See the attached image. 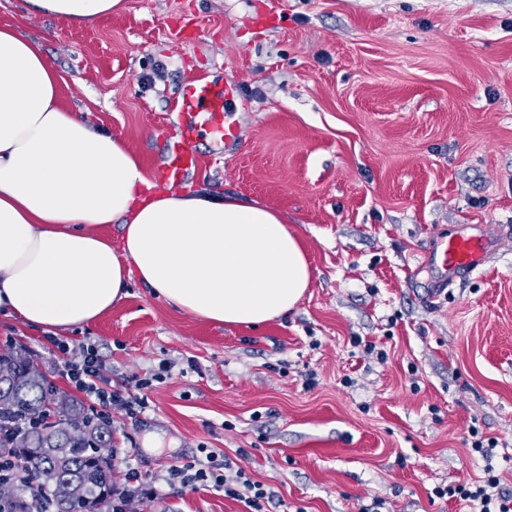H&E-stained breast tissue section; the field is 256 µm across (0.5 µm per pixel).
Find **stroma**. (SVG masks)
<instances>
[{
  "label": "stroma",
  "mask_w": 512,
  "mask_h": 512,
  "mask_svg": "<svg viewBox=\"0 0 512 512\" xmlns=\"http://www.w3.org/2000/svg\"><path fill=\"white\" fill-rule=\"evenodd\" d=\"M39 40L70 106L153 174L189 79L240 88L241 136L196 146L187 180L288 219L313 269L301 302L251 329L130 295L68 342L113 377L171 375L114 414L112 476L210 448L274 495L270 512H466L436 488L493 468L512 493V0H125L91 25L0 0ZM481 232L480 273L443 285L442 236ZM52 371L45 330L0 315ZM493 456L473 452L474 439ZM139 512H247L213 492Z\"/></svg>",
  "instance_id": "35a3bbf8"
}]
</instances>
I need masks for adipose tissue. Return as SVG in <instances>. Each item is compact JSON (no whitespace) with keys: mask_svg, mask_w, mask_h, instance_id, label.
<instances>
[{"mask_svg":"<svg viewBox=\"0 0 512 512\" xmlns=\"http://www.w3.org/2000/svg\"><path fill=\"white\" fill-rule=\"evenodd\" d=\"M84 25L123 0H27ZM41 43L0 27V312L65 331L139 280L201 320L258 327L295 308L313 276L285 217L204 187L154 189L139 159L61 95ZM121 222L112 245L101 225Z\"/></svg>","mask_w":512,"mask_h":512,"instance_id":"1","label":"adipose tissue"}]
</instances>
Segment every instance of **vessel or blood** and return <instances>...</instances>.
Masks as SVG:
<instances>
[{"mask_svg": "<svg viewBox=\"0 0 512 512\" xmlns=\"http://www.w3.org/2000/svg\"><path fill=\"white\" fill-rule=\"evenodd\" d=\"M240 94L235 84L217 85L204 79L184 84L179 108L182 125L179 137L167 144L166 159L155 171L159 182L179 186L188 172L197 170L200 156L196 145L209 140L221 147L240 137L235 117L236 100ZM488 242L481 236H452L436 242L434 260L449 276L470 274L479 269L487 253Z\"/></svg>", "mask_w": 512, "mask_h": 512, "instance_id": "obj_1", "label": "vessel or blood"}]
</instances>
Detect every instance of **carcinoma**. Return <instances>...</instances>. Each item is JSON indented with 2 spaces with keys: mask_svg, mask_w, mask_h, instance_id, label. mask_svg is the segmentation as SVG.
<instances>
[{
  "mask_svg": "<svg viewBox=\"0 0 512 512\" xmlns=\"http://www.w3.org/2000/svg\"><path fill=\"white\" fill-rule=\"evenodd\" d=\"M0 451L24 461L52 512H112V456L100 453L112 427L91 425L76 400L65 414L54 411L56 388L22 352L0 354ZM33 428L15 436L19 420Z\"/></svg>",
  "mask_w": 512,
  "mask_h": 512,
  "instance_id": "1",
  "label": "carcinoma"
}]
</instances>
